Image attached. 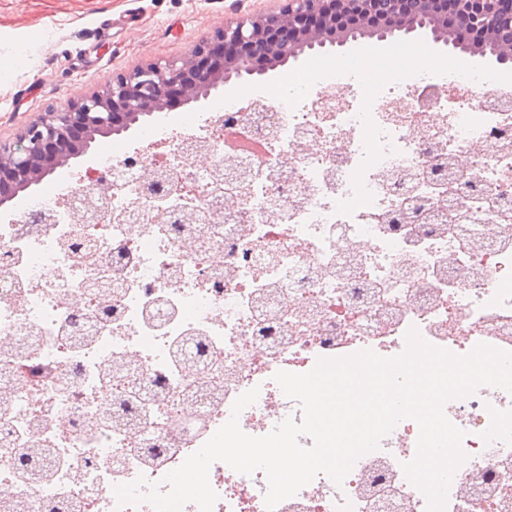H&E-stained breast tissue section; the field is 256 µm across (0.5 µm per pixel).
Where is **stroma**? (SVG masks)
<instances>
[{
    "label": "stroma",
    "mask_w": 512,
    "mask_h": 512,
    "mask_svg": "<svg viewBox=\"0 0 512 512\" xmlns=\"http://www.w3.org/2000/svg\"><path fill=\"white\" fill-rule=\"evenodd\" d=\"M281 0H0V140L51 108L103 91L113 76L177 61L236 17L277 11ZM419 47L437 64L455 61L478 81L512 90V68L426 41L420 35L383 42Z\"/></svg>",
    "instance_id": "1"
}]
</instances>
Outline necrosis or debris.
Masks as SVG:
<instances>
[{"instance_id": "1", "label": "necrosis or debris", "mask_w": 512, "mask_h": 512, "mask_svg": "<svg viewBox=\"0 0 512 512\" xmlns=\"http://www.w3.org/2000/svg\"><path fill=\"white\" fill-rule=\"evenodd\" d=\"M399 57H379L383 83L315 72L146 130L160 166L100 149L95 209L50 183L0 225V512H154L115 486L162 484L250 389L246 434L302 422L277 372L391 358L412 329L512 351V92ZM193 411L205 430H185ZM444 413L465 432L445 512H512V394L481 386ZM419 434L400 421L276 512H426L403 469ZM18 448L38 462L16 470ZM209 482L213 512H266L264 471L218 461Z\"/></svg>"}]
</instances>
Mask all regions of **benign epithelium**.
Listing matches in <instances>:
<instances>
[{"mask_svg": "<svg viewBox=\"0 0 512 512\" xmlns=\"http://www.w3.org/2000/svg\"><path fill=\"white\" fill-rule=\"evenodd\" d=\"M441 0H282L276 12L240 17L214 32L180 63L148 64L112 78L105 91L51 109L28 124L15 141L0 142V208L56 170L86 155L100 138L142 125L166 110V93L182 89L183 104L200 103L230 82L262 77L296 62L307 50L344 47L366 39L423 34L435 44L488 56L512 68V12L500 0H454L456 22L448 30ZM249 46L269 57L259 68L247 52L233 55L218 73L197 62L218 46Z\"/></svg>", "mask_w": 512, "mask_h": 512, "instance_id": "obj_1", "label": "benign epithelium"}]
</instances>
